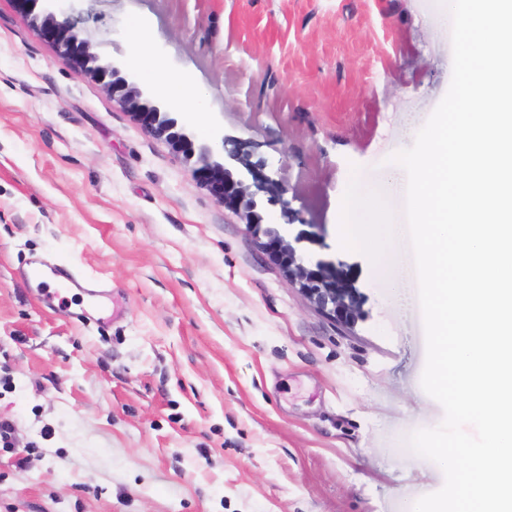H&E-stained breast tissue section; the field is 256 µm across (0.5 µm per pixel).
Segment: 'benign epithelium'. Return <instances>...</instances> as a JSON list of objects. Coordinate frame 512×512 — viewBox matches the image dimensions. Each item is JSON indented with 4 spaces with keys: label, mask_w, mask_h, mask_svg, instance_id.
<instances>
[{
    "label": "benign epithelium",
    "mask_w": 512,
    "mask_h": 512,
    "mask_svg": "<svg viewBox=\"0 0 512 512\" xmlns=\"http://www.w3.org/2000/svg\"><path fill=\"white\" fill-rule=\"evenodd\" d=\"M17 4L30 17L38 36L61 58L83 71L148 133L192 164L196 181L239 215L246 232L260 240L261 248L306 300L347 327L365 320L364 295L348 271L303 248L305 243H322L325 225L299 221L285 199L281 179L265 159L255 157L246 143L233 138H223L219 149L196 143L174 112L141 89L123 67L100 60L91 32L79 26L64 6L51 0H17ZM276 205L284 223L264 222L266 207Z\"/></svg>",
    "instance_id": "1"
}]
</instances>
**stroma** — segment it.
<instances>
[{"label": "stroma", "mask_w": 512, "mask_h": 512, "mask_svg": "<svg viewBox=\"0 0 512 512\" xmlns=\"http://www.w3.org/2000/svg\"><path fill=\"white\" fill-rule=\"evenodd\" d=\"M68 5L196 142L256 144L366 319L312 306L191 164L0 0V512H405L440 490L407 443L444 419L418 285L396 305L336 222L350 179L381 189L448 91L439 0ZM34 257L100 278L121 315L47 306Z\"/></svg>", "instance_id": "35a3bbf8"}]
</instances>
